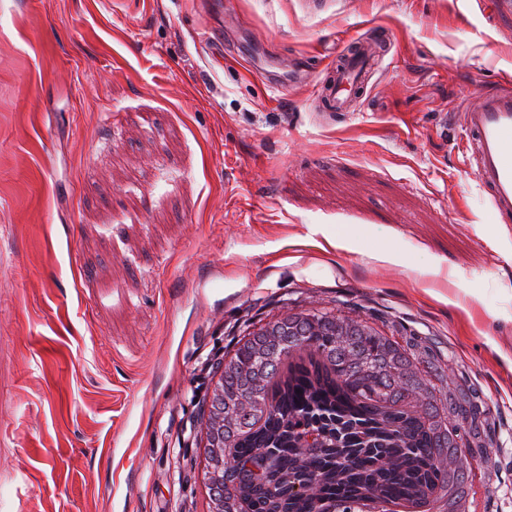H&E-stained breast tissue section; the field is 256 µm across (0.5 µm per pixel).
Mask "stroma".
<instances>
[{
  "mask_svg": "<svg viewBox=\"0 0 512 512\" xmlns=\"http://www.w3.org/2000/svg\"><path fill=\"white\" fill-rule=\"evenodd\" d=\"M372 29L326 118L317 82ZM504 82L512 0H0V512H205L196 396L286 311L476 390L470 510L512 512V223L459 117ZM382 39L376 36L372 44L354 42L341 56L336 73L319 81L316 103L325 112H350L353 97L363 92V78L372 67L376 46Z\"/></svg>",
  "mask_w": 512,
  "mask_h": 512,
  "instance_id": "35a3bbf8",
  "label": "stroma"
}]
</instances>
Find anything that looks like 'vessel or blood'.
Here are the masks:
<instances>
[{
    "instance_id": "vessel-or-blood-1",
    "label": "vessel or blood",
    "mask_w": 512,
    "mask_h": 512,
    "mask_svg": "<svg viewBox=\"0 0 512 512\" xmlns=\"http://www.w3.org/2000/svg\"><path fill=\"white\" fill-rule=\"evenodd\" d=\"M376 53L373 44L354 42L336 72L319 81L316 103L327 112H346L363 92V78ZM466 151L475 175L499 223L512 222V86L500 85L467 96L461 114Z\"/></svg>"
}]
</instances>
